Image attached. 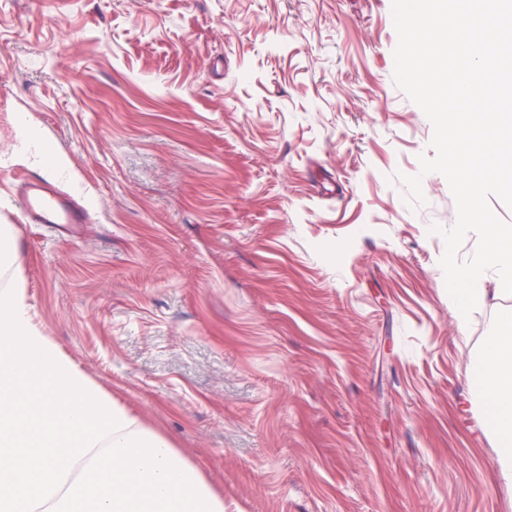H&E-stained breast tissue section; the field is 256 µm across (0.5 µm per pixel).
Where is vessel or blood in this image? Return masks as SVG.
Segmentation results:
<instances>
[{
	"instance_id": "obj_1",
	"label": "vessel or blood",
	"mask_w": 512,
	"mask_h": 512,
	"mask_svg": "<svg viewBox=\"0 0 512 512\" xmlns=\"http://www.w3.org/2000/svg\"><path fill=\"white\" fill-rule=\"evenodd\" d=\"M21 216L28 224H76L83 209L70 195L50 189L43 180L31 182L21 195Z\"/></svg>"
}]
</instances>
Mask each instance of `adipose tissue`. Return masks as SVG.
Listing matches in <instances>:
<instances>
[{"label": "adipose tissue", "mask_w": 512, "mask_h": 512, "mask_svg": "<svg viewBox=\"0 0 512 512\" xmlns=\"http://www.w3.org/2000/svg\"><path fill=\"white\" fill-rule=\"evenodd\" d=\"M468 376L495 441L497 479L512 486V306H498L492 328L468 366Z\"/></svg>", "instance_id": "1"}]
</instances>
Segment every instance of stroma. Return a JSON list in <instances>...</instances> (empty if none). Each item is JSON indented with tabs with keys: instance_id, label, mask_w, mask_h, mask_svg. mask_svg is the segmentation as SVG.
Segmentation results:
<instances>
[{
	"instance_id": "obj_1",
	"label": "stroma",
	"mask_w": 512,
	"mask_h": 512,
	"mask_svg": "<svg viewBox=\"0 0 512 512\" xmlns=\"http://www.w3.org/2000/svg\"><path fill=\"white\" fill-rule=\"evenodd\" d=\"M397 43L392 0H0L32 321L224 512H512L466 372L499 301L458 330ZM34 177L83 223H22Z\"/></svg>"
}]
</instances>
